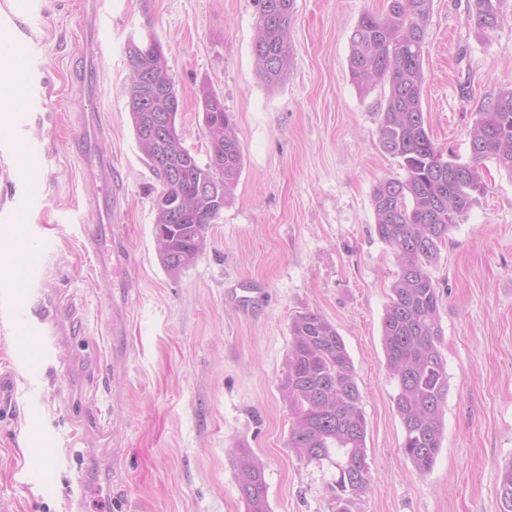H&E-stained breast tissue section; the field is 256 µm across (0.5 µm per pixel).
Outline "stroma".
Instances as JSON below:
<instances>
[{"mask_svg": "<svg viewBox=\"0 0 512 512\" xmlns=\"http://www.w3.org/2000/svg\"><path fill=\"white\" fill-rule=\"evenodd\" d=\"M0 0L20 70L6 86L25 116L0 155V215L50 239L29 309L59 303L101 358L113 338L112 276L82 248L98 184L83 179L71 131L88 115L105 129L99 150L123 183L111 222L132 253L135 283L121 336V369L88 377L21 344L0 317V512H245L236 455L263 464L271 512H330L328 467L288 446L292 416L279 390L292 318L332 322L353 362L366 419L370 490L357 512H500L512 462V176L493 161L487 190L442 246L431 274L440 294L448 397L443 447L418 474L402 451L381 321L398 265L375 232L372 192L401 178L378 143L386 84L362 90L348 69L350 37L386 0H295L292 61L277 85L258 75L255 0H101L112 29L85 66L89 0ZM470 0H433L424 47L422 106L436 146L468 160L477 114L512 88V0L498 29L477 28ZM154 36L180 100L177 131L200 161L209 143L197 98L210 87L233 116L243 168L195 262L168 274L153 236L158 182L132 131L126 87L130 40ZM42 152L28 156L27 143ZM100 409L106 445L96 466L77 454L76 421ZM45 450L43 488L25 469ZM109 489L98 490L104 477Z\"/></svg>", "mask_w": 512, "mask_h": 512, "instance_id": "obj_1", "label": "stroma"}]
</instances>
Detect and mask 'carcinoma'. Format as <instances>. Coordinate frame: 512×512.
<instances>
[{
  "label": "carcinoma",
  "instance_id": "obj_1",
  "mask_svg": "<svg viewBox=\"0 0 512 512\" xmlns=\"http://www.w3.org/2000/svg\"><path fill=\"white\" fill-rule=\"evenodd\" d=\"M295 0H256L259 7L254 53L259 75L270 86L288 72L292 54L289 31ZM382 15L365 14L351 36L349 69L363 87L386 82L389 94L381 112L378 142L400 159L406 176L386 178L373 189L375 232L395 254L399 273L382 318V345L389 373L397 381L394 406L404 440L402 452L420 474L429 472L441 451L448 371L441 351L444 329L440 295L430 268L440 258L441 245L476 201L482 185L481 165L490 159L512 176V89L501 91L478 112L469 133L470 159L453 152L436 165L442 151L430 138L422 107L423 56L433 0H388ZM505 0H474L472 16L480 29H496L505 16ZM132 68L127 108L140 152L158 180L154 189L153 235H164L170 248L160 262L170 274L190 266L202 250L209 225L220 211L209 200L199 201L194 214L173 224L169 209L178 195H191L192 186L212 174V162L200 163L182 138L156 141L143 135L151 113L137 107L142 80L159 82L177 95L175 81L158 40L127 45ZM220 126L209 137L224 147V196H229L243 166L232 115L221 113ZM186 167L180 184L167 181L157 164L161 156ZM291 343L280 383L282 399L293 414L288 447L297 456L334 470L329 483L330 512H355L370 486L366 452V420L361 407L352 359L336 326L307 311L290 325ZM236 478L246 512H271L262 464L246 448L237 450ZM500 512H512V462L502 472Z\"/></svg>",
  "mask_w": 512,
  "mask_h": 512
}]
</instances>
